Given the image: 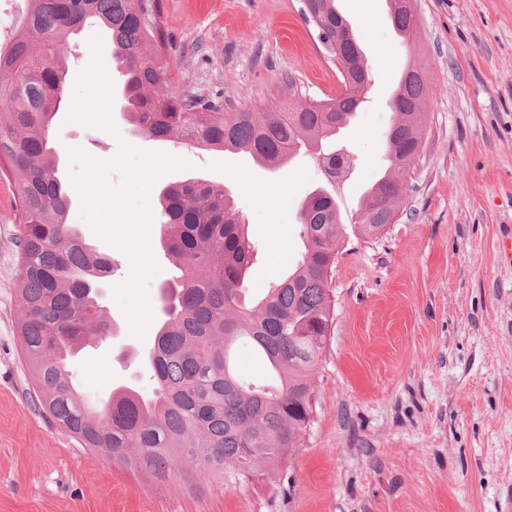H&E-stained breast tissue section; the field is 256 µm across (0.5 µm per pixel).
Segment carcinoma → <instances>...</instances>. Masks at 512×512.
<instances>
[{"mask_svg":"<svg viewBox=\"0 0 512 512\" xmlns=\"http://www.w3.org/2000/svg\"><path fill=\"white\" fill-rule=\"evenodd\" d=\"M393 0L391 21L402 38L415 17ZM25 21L0 48V173L14 176L18 220V332L44 413L83 447L114 465H133L164 482L189 479L192 463L225 487L260 475L300 444L310 422L311 389L331 324L330 283L344 224L336 198L310 194L299 207L304 251L288 276L247 299L255 258L242 216L228 191L185 180L159 193L161 244L179 271L163 289L162 319L150 348L151 395L109 398L91 410L81 401L61 358L111 331L97 303L100 279L112 264L93 253L67 223L71 197L60 174L49 129L62 102L60 52L87 21L104 25L112 60L123 76L126 114L138 135H178L207 150H240L272 168L303 152H322L364 102L368 75L341 73L349 91L336 99L297 103L284 112L226 111L192 104L165 91L158 63L167 38L158 0H29ZM303 16L325 40L336 41L345 17L336 0H303ZM346 57L361 54L350 25L341 28ZM42 44L40 55L32 52ZM411 63L391 107L389 163L355 214L364 237L386 230L383 213L397 210L403 175L414 165L425 119L426 85ZM251 343L273 375L254 382L237 370L233 352Z\"/></svg>","mask_w":512,"mask_h":512,"instance_id":"cac0c4a2","label":"carcinoma"}]
</instances>
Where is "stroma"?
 <instances>
[{
    "label": "stroma",
    "mask_w": 512,
    "mask_h": 512,
    "mask_svg": "<svg viewBox=\"0 0 512 512\" xmlns=\"http://www.w3.org/2000/svg\"><path fill=\"white\" fill-rule=\"evenodd\" d=\"M171 47L167 89L221 108L268 112L336 97V63L302 15V0H160ZM368 62L370 105L342 132L359 164L342 195L350 216L384 165L389 101L408 62L426 73L427 116L399 219L375 238L346 232L335 300L301 445L279 467L229 488L209 476L158 484L83 448L46 417L17 331V224L0 179V512H512V0H416L411 39L395 33L388 0H336ZM114 131L53 120L70 151L100 160L121 145L189 162L168 182L223 184L258 254L252 288L280 281L303 251L299 203L321 175L306 159L269 169L243 152L180 137L133 135L112 42ZM73 199L68 221L112 263L99 302L112 338L70 358L81 395L115 386L150 393L142 359L163 316L172 261L150 229L159 271L146 284L153 322L132 334L114 288L131 261L99 238Z\"/></svg>",
    "instance_id": "obj_1"
}]
</instances>
